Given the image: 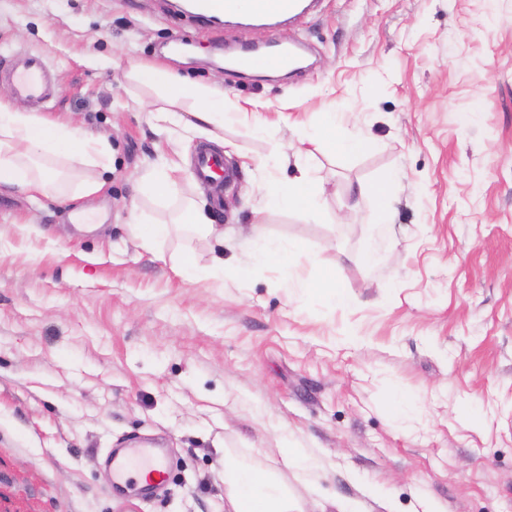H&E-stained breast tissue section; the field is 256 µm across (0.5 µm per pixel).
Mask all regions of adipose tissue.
I'll return each instance as SVG.
<instances>
[{
    "instance_id": "ef3b65f1",
    "label": "adipose tissue",
    "mask_w": 512,
    "mask_h": 512,
    "mask_svg": "<svg viewBox=\"0 0 512 512\" xmlns=\"http://www.w3.org/2000/svg\"><path fill=\"white\" fill-rule=\"evenodd\" d=\"M132 76L141 84L161 90L168 103L157 119L172 122L175 107H184L198 120V132L216 124L224 112V97L204 85L183 81L167 69L135 64ZM315 149L332 154L354 156L369 150L370 138L347 135L338 113H325L309 137ZM112 152L107 143L85 131L47 121L34 113L0 103V188H14L60 202L86 198L99 193L104 183L101 172L109 170ZM79 172L73 189L60 190L65 171ZM278 192L272 202L308 216L319 213L320 188L305 165ZM248 240L261 262L290 269L302 252L298 242L276 244L266 241L258 228L251 226ZM224 492L230 512H297L286 486L273 474L257 470L233 456H224Z\"/></svg>"
}]
</instances>
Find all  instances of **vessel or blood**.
Segmentation results:
<instances>
[{"mask_svg":"<svg viewBox=\"0 0 512 512\" xmlns=\"http://www.w3.org/2000/svg\"><path fill=\"white\" fill-rule=\"evenodd\" d=\"M196 15L235 16L240 14V0H191ZM300 9L298 0H256V15H294ZM297 58L292 50L282 49L271 54H248L239 60L240 67L261 70L268 65L282 69L294 68ZM0 80L8 82L14 95L24 101L48 103L52 97L53 74L44 58L38 54H17L11 60L0 62ZM222 155L200 150L194 161V173L201 181H209L212 175H223ZM114 485L127 482L131 474H145L146 489L163 485L164 461L161 452L154 448H128L122 454L108 453Z\"/></svg>","mask_w":512,"mask_h":512,"instance_id":"b4317fda","label":"vessel or blood"}]
</instances>
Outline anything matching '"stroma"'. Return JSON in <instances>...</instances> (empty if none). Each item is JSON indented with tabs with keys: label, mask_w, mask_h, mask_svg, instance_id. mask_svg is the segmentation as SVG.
I'll use <instances>...</instances> for the list:
<instances>
[{
	"label": "stroma",
	"mask_w": 512,
	"mask_h": 512,
	"mask_svg": "<svg viewBox=\"0 0 512 512\" xmlns=\"http://www.w3.org/2000/svg\"><path fill=\"white\" fill-rule=\"evenodd\" d=\"M266 42L300 45L307 68L222 60ZM1 48L46 57L54 98L26 111L95 132L112 168L67 204L0 192V512H224L228 451L277 472L304 512H512V0H319L266 30L173 0H0ZM132 61L223 93L229 185L184 180L208 140L187 113L158 125ZM326 112L374 148L311 155L318 216L270 205ZM164 160L168 200L145 189ZM394 173L391 221L372 223L348 187ZM192 199L225 256L245 258L238 230L257 224L304 257L210 275L206 240L140 247L134 215L170 224ZM182 252L196 273L175 270ZM329 264L352 307L290 287ZM393 389L413 399L407 425L381 407ZM134 437L167 450L149 497L113 492L103 465ZM287 447L319 461L316 490Z\"/></svg>",
	"instance_id": "1"
}]
</instances>
